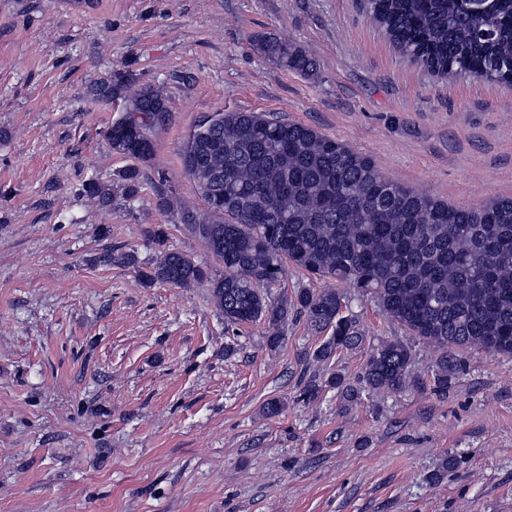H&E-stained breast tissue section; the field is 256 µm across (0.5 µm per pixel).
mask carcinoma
Listing matches in <instances>:
<instances>
[{
    "label": "carcinoma",
    "mask_w": 512,
    "mask_h": 512,
    "mask_svg": "<svg viewBox=\"0 0 512 512\" xmlns=\"http://www.w3.org/2000/svg\"><path fill=\"white\" fill-rule=\"evenodd\" d=\"M367 14L402 55L440 76L480 77L512 85V0H366ZM258 50L281 68L312 73L317 64L286 40L261 36ZM96 95L120 99L125 115L106 132L111 150L131 161L113 182L90 181L91 203L106 206L112 190L140 193V164L154 152L170 120L161 85H137L115 72ZM182 164L205 204L201 214L171 190L156 206L201 240L224 265L213 278L188 255L165 251L148 283L187 287L206 282L228 328L263 322L267 346L293 314L317 332L330 331L314 352L326 362L339 347L363 342L357 320L342 315L346 297L334 288H302L294 299L265 289L280 283L285 264L314 278L348 283L372 296L411 335L432 345L436 391L462 368L475 346L512 357V199L453 207L385 178L367 156L311 126L264 112H216L199 121L182 148ZM411 346H373L360 386L336 373L312 379L301 396L323 388L355 403L365 391H402L413 383Z\"/></svg>",
    "instance_id": "1"
}]
</instances>
